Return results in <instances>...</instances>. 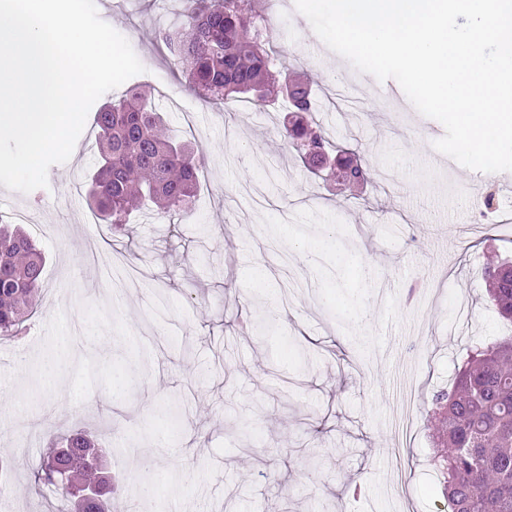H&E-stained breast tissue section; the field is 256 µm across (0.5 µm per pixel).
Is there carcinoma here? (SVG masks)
Masks as SVG:
<instances>
[{
	"label": "carcinoma",
	"mask_w": 512,
	"mask_h": 512,
	"mask_svg": "<svg viewBox=\"0 0 512 512\" xmlns=\"http://www.w3.org/2000/svg\"><path fill=\"white\" fill-rule=\"evenodd\" d=\"M186 20L161 28V41L180 66L190 90L212 104L242 98L272 103L284 96L285 73L270 47V25L250 0H189ZM296 112L310 111L309 82L292 80ZM100 161L89 189V206L114 233L126 217L146 204L172 216L194 195L200 162L176 142L144 90H133L96 114ZM306 164L309 149H325L317 123L283 126ZM368 179L358 164L343 171L340 183L356 187ZM503 264L485 269L486 291L499 315L512 322V274L497 277ZM43 255L20 230L0 229V336L23 334L37 309L42 289ZM431 415L433 467L448 512H512V337L467 350L452 387L434 396ZM43 462L64 463L67 483L35 481L65 500L70 489L98 481L95 445L83 433L51 438Z\"/></svg>",
	"instance_id": "cac0c4a2"
}]
</instances>
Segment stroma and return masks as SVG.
I'll return each instance as SVG.
<instances>
[{
    "label": "stroma",
    "instance_id": "1",
    "mask_svg": "<svg viewBox=\"0 0 512 512\" xmlns=\"http://www.w3.org/2000/svg\"><path fill=\"white\" fill-rule=\"evenodd\" d=\"M255 4L289 74L313 83L329 155L366 164L370 178L349 192L312 174L280 133L285 102L211 105L189 91L156 39L186 0H95L145 67L104 101L151 87L170 132L201 158L200 185L181 215L138 213L112 234L84 194L98 159L90 119L38 194L0 186V225H23L46 255L29 335L0 339V409L27 388L61 320L78 338L75 397L46 400L0 442L12 512L60 507L34 481L46 446L35 427L97 437L122 486L116 512L138 503L152 471L185 469L196 480L160 484L156 512H448L431 476V398L467 348L512 336L484 280L491 256L512 258V230L498 221L512 195L495 175L438 162L442 124L395 80L331 51L294 0ZM486 195L494 205L483 211ZM271 308L276 333L251 332ZM126 356L142 359L154 386L107 407ZM147 431L188 432L195 445L157 448Z\"/></svg>",
    "mask_w": 512,
    "mask_h": 512
}]
</instances>
